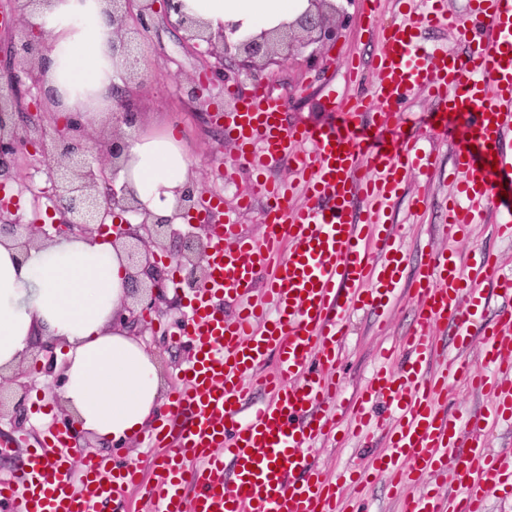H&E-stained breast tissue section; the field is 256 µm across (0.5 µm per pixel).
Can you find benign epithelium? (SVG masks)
<instances>
[{"mask_svg": "<svg viewBox=\"0 0 512 512\" xmlns=\"http://www.w3.org/2000/svg\"><path fill=\"white\" fill-rule=\"evenodd\" d=\"M15 9L12 26L15 38L9 59L0 70L6 78L0 91V187L16 181L10 173L8 159L15 156L39 133L41 154L47 166L49 191L60 213L57 224L24 223L7 204L0 205V236L6 234L21 251L31 246L52 241L56 237L78 238L100 231L117 213H138L131 190L115 184V173L120 167L123 137L113 134L106 143L96 136L75 113L66 120L65 132L58 133L53 126L46 131L39 120L43 98L35 99L36 111L31 112L22 102V86L30 74L31 65L47 35L34 28L28 18L30 8L46 0H13ZM344 0H308V7L294 20L282 23L256 35L232 38L235 29L222 38L221 45L213 46L212 54L219 59L234 57L238 68L232 70L255 83L269 80L267 68L280 59L300 61L315 69L322 68L326 57L322 48L336 41L339 29L346 19ZM112 17V50L130 57L129 66L136 65L133 45L141 31L149 26L154 13V0H109ZM167 15L178 14L175 24L183 30L184 41L212 43L202 23L180 13L179 0H166ZM112 123L119 127L133 126L138 117L136 96L123 86L112 87ZM203 200L196 186L185 188L171 217L156 220L143 219L140 223L116 226V236L128 239L127 260L132 269L126 286V299L117 318L124 321L128 335L142 336L149 324L142 312L150 310L165 316L171 303L167 300L168 278L159 265L157 250L162 240L180 241V248L172 253L183 271L175 293L197 292L204 287L207 275L208 237L198 233L183 234L174 221L196 209ZM63 348L56 340L40 344L45 363L40 372L52 377L50 388L55 398L66 382V359H58L57 350ZM27 373L17 371L6 376L0 371V419L7 417L16 427L24 425L28 416Z\"/></svg>", "mask_w": 512, "mask_h": 512, "instance_id": "obj_1", "label": "benign epithelium"}]
</instances>
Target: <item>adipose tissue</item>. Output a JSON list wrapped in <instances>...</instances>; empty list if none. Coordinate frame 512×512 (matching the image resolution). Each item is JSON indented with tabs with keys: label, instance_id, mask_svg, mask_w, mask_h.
Returning <instances> with one entry per match:
<instances>
[{
	"label": "adipose tissue",
	"instance_id": "obj_1",
	"mask_svg": "<svg viewBox=\"0 0 512 512\" xmlns=\"http://www.w3.org/2000/svg\"><path fill=\"white\" fill-rule=\"evenodd\" d=\"M208 32L225 25L256 34L301 13L305 0H183ZM108 0H45L30 16L47 35L45 83L57 91L61 116L102 118L124 59L112 51ZM117 184L133 193L140 216H172L178 193L194 182L195 167L173 134L125 139ZM129 267L121 245L95 234L44 242L21 252L0 241V367L29 355L42 336L60 339L68 354L63 402L83 432L118 443L133 439L163 404L161 384L145 344L129 336L115 315Z\"/></svg>",
	"mask_w": 512,
	"mask_h": 512
}]
</instances>
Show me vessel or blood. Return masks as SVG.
Listing matches in <instances>:
<instances>
[{"label":"vessel or blood","mask_w":512,"mask_h":512,"mask_svg":"<svg viewBox=\"0 0 512 512\" xmlns=\"http://www.w3.org/2000/svg\"><path fill=\"white\" fill-rule=\"evenodd\" d=\"M399 2L407 11L382 29L371 96L341 98L334 88L340 78L359 80L360 60L326 79L323 108L340 113L342 127L285 125V103L259 87L225 113L238 146L226 176L243 167L258 173L284 159L302 177L306 202L292 205L293 185L258 179L241 203L264 200L262 242L242 236L231 221L214 228L208 279L184 325L193 343L187 373L147 436L160 451L150 477L137 465L89 453L81 484L72 488L69 436L60 432L50 447L30 453L15 483L0 484V501L15 502L17 512H98L102 502L125 500L134 489L154 512H343V500L360 502L372 479L383 476L399 487L410 471L451 477L459 491L446 500L432 491L407 497L403 512H488L489 493L512 482V459L486 443L489 430L512 423V274H501L498 254L484 250L433 254L409 288L417 321L400 341L402 366L380 363L353 409L359 431L387 436L386 452L334 480L309 459L312 442L336 433L330 407L341 388L322 370L341 354L349 314L387 310L401 287V233L387 223V212L408 172L431 181L421 135L377 141L371 131L395 130L407 120V97L427 92L441 107L431 130L446 133L453 119L467 132L451 148L453 192L443 234L453 239L489 219L512 234V0H467L466 23L447 0H419L416 8ZM439 28L456 32L469 52L420 36ZM263 271L260 302L240 305L231 320L213 307L216 295L250 292ZM488 287L500 291L502 304L494 321L481 323ZM450 323L465 336L478 329L490 374L456 358L431 370V334ZM452 377L483 393L489 409L465 416L438 411L434 399ZM254 388L265 402L251 404ZM380 401L392 418H369ZM175 414L187 415L188 424L173 429Z\"/></svg>","instance_id":"obj_1"}]
</instances>
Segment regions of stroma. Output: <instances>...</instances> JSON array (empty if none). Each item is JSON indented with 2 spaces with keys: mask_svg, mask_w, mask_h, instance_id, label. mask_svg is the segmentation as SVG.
Segmentation results:
<instances>
[{
  "mask_svg": "<svg viewBox=\"0 0 512 512\" xmlns=\"http://www.w3.org/2000/svg\"><path fill=\"white\" fill-rule=\"evenodd\" d=\"M156 14L149 28L138 39L141 66L148 75L146 84L138 88L139 118L137 127L152 131L172 126L190 151L195 162L199 184L205 199L222 201L221 212L215 213L216 221L225 215H234L243 235L250 240H260L263 232V201H255L248 211H238L239 194L248 184L240 178L236 185L225 187L224 168L237 157L231 151V136L218 121V112L232 109L237 103L235 95L227 93L224 82L215 80L203 86L199 98H190L186 86L191 79L201 76L215 57L209 54L207 43L185 45L181 32L163 13V4H156ZM347 19L334 43L324 49L328 61L345 65L350 57H359L369 63L376 49L377 25L363 15L362 0H353L347 7ZM274 78L271 89L275 96L288 102L285 120L290 124L330 126L339 124L337 113L324 111L321 100L322 74L298 66L291 61L272 65ZM436 176L428 191L426 209L415 210L410 194H403L393 206L390 223L403 227V248L407 254L404 265L405 278H412L421 261L430 251L446 249L464 252L483 247L498 252L505 271L512 272V237L497 235L494 225L477 224L468 235L452 242L443 239L438 227L443 219L442 201L448 193V170L452 163L448 142L436 140ZM18 182L5 189L7 199L15 205L23 222L49 223L55 209L53 198L44 194L47 185L46 166L40 155L27 150L12 159ZM415 306L408 293H400L383 316L370 312L353 313L349 319V336L340 362L330 370V377L340 379L347 395H354L376 365L380 347L396 342L413 325ZM154 355L161 378L163 392H170L178 381L180 369L192 353V342L182 331L181 322L165 317L154 322L143 337ZM20 369L31 374L35 385L28 400L26 435H19L9 420H0V436L12 439L7 453H0V481L10 480L24 463L29 449L40 447L54 433L60 405L49 394L47 380L38 371L34 358H26ZM351 421L340 418L335 439L314 442L309 450L312 461L328 476H336L350 465L368 462L382 455L387 442L379 435H349ZM431 488L438 489L441 497L453 495L452 485H436L432 476L413 475L405 478L403 488L391 487L386 480L372 483L366 490L371 512H399L403 493L416 494Z\"/></svg>",
  "mask_w": 512,
  "mask_h": 512,
  "instance_id": "obj_1",
  "label": "stroma"
}]
</instances>
